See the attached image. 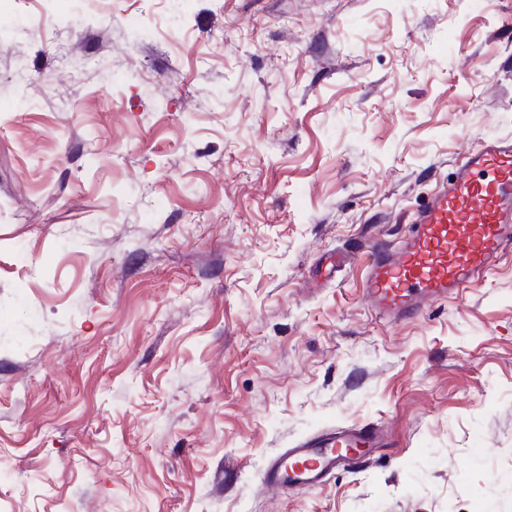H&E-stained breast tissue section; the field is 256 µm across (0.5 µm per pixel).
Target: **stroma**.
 Masks as SVG:
<instances>
[{
	"mask_svg": "<svg viewBox=\"0 0 512 512\" xmlns=\"http://www.w3.org/2000/svg\"><path fill=\"white\" fill-rule=\"evenodd\" d=\"M507 136L512 0H0V512H512V254L416 320L361 293ZM383 441L372 426L321 432L271 457L263 482L272 490L295 484L321 485L338 466L369 458Z\"/></svg>",
	"mask_w": 512,
	"mask_h": 512,
	"instance_id": "obj_1",
	"label": "stroma"
}]
</instances>
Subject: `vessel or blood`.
Segmentation results:
<instances>
[{
    "label": "vessel or blood",
    "instance_id": "vessel-or-blood-1",
    "mask_svg": "<svg viewBox=\"0 0 512 512\" xmlns=\"http://www.w3.org/2000/svg\"><path fill=\"white\" fill-rule=\"evenodd\" d=\"M512 250V138L483 141L438 184L396 243L373 249L362 293L376 315L408 321L431 300L454 301ZM384 441L364 426L321 432L269 459L272 490L321 485L340 465L369 458Z\"/></svg>",
    "mask_w": 512,
    "mask_h": 512
}]
</instances>
